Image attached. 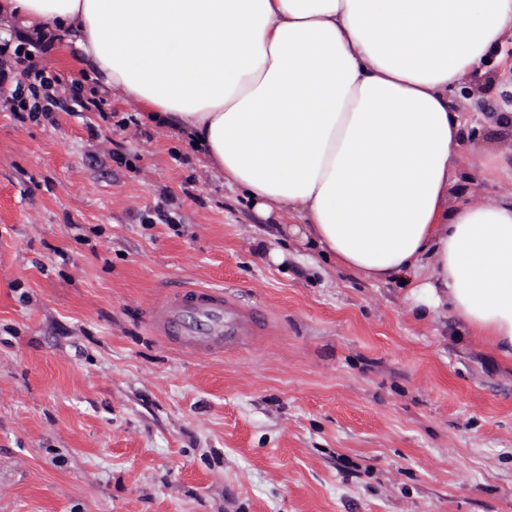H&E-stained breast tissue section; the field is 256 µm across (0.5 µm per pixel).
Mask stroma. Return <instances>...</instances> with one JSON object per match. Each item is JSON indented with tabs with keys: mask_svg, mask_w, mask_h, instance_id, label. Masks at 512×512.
I'll use <instances>...</instances> for the list:
<instances>
[{
	"mask_svg": "<svg viewBox=\"0 0 512 512\" xmlns=\"http://www.w3.org/2000/svg\"><path fill=\"white\" fill-rule=\"evenodd\" d=\"M467 123L458 193L512 150V39ZM174 126L0 108V512H512V365L285 235ZM180 286L268 323L184 354L146 320Z\"/></svg>",
	"mask_w": 512,
	"mask_h": 512,
	"instance_id": "35a3bbf8",
	"label": "stroma"
}]
</instances>
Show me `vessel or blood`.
<instances>
[{"instance_id":"obj_1","label":"vessel or blood","mask_w":512,"mask_h":512,"mask_svg":"<svg viewBox=\"0 0 512 512\" xmlns=\"http://www.w3.org/2000/svg\"><path fill=\"white\" fill-rule=\"evenodd\" d=\"M150 327L181 351L223 355L249 347L265 330L261 316L226 291L206 287L173 290L147 313Z\"/></svg>"}]
</instances>
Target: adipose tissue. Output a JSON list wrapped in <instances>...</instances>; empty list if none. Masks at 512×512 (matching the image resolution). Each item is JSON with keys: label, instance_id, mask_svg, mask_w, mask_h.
I'll list each match as a JSON object with an SVG mask.
<instances>
[{"label": "adipose tissue", "instance_id": "adipose-tissue-1", "mask_svg": "<svg viewBox=\"0 0 512 512\" xmlns=\"http://www.w3.org/2000/svg\"><path fill=\"white\" fill-rule=\"evenodd\" d=\"M13 22L74 45L288 234L512 364V194L452 193L448 100L512 36V0H0Z\"/></svg>", "mask_w": 512, "mask_h": 512}]
</instances>
